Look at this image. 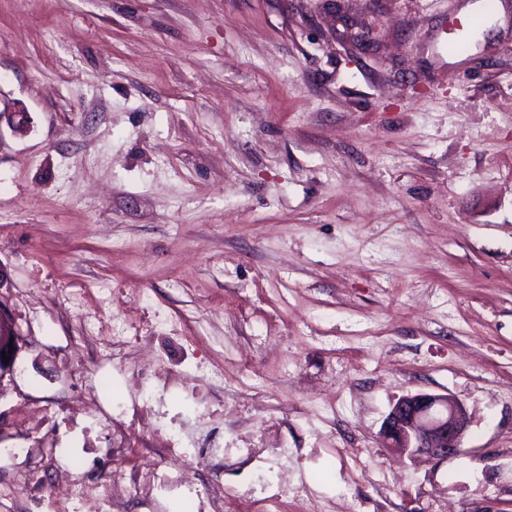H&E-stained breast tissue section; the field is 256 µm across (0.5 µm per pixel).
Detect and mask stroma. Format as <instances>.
I'll list each match as a JSON object with an SVG mask.
<instances>
[{
  "instance_id": "35a3bbf8",
  "label": "stroma",
  "mask_w": 512,
  "mask_h": 512,
  "mask_svg": "<svg viewBox=\"0 0 512 512\" xmlns=\"http://www.w3.org/2000/svg\"><path fill=\"white\" fill-rule=\"evenodd\" d=\"M478 2L0 0V498L176 434L237 512H512V0L449 54ZM407 392L465 405L464 455L385 448ZM20 337L8 313L0 306V380L6 376H13L15 373L16 361L20 346ZM9 346L13 347L10 351ZM2 352L9 357L8 364L3 361Z\"/></svg>"
}]
</instances>
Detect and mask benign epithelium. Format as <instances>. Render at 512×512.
<instances>
[{"mask_svg":"<svg viewBox=\"0 0 512 512\" xmlns=\"http://www.w3.org/2000/svg\"><path fill=\"white\" fill-rule=\"evenodd\" d=\"M20 337L0 306V380L15 373ZM9 361H3V357ZM469 417L464 404L451 394L407 393L391 405L382 427L385 447L403 455H427L446 462L466 453Z\"/></svg>","mask_w":512,"mask_h":512,"instance_id":"obj_1","label":"benign epithelium"}]
</instances>
